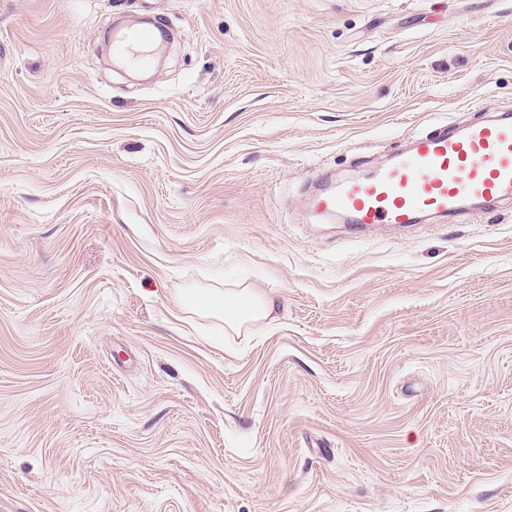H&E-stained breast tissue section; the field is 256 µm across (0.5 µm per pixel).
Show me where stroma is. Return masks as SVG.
Here are the masks:
<instances>
[{
	"instance_id": "obj_1",
	"label": "stroma",
	"mask_w": 512,
	"mask_h": 512,
	"mask_svg": "<svg viewBox=\"0 0 512 512\" xmlns=\"http://www.w3.org/2000/svg\"><path fill=\"white\" fill-rule=\"evenodd\" d=\"M507 111L512 0H0V512H512V204L307 188ZM178 303L184 308L204 311L223 320L225 333L237 334L251 323L271 318L279 308L276 296L259 294L251 288L190 291L180 297Z\"/></svg>"
}]
</instances>
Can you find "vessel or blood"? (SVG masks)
<instances>
[{"label":"vessel or blood","mask_w":512,"mask_h":512,"mask_svg":"<svg viewBox=\"0 0 512 512\" xmlns=\"http://www.w3.org/2000/svg\"><path fill=\"white\" fill-rule=\"evenodd\" d=\"M490 202L512 203V114L444 126L366 173L330 178L312 196L314 212L346 224H414L431 212L464 220Z\"/></svg>","instance_id":"obj_1"}]
</instances>
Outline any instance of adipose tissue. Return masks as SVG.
I'll use <instances>...</instances> for the list:
<instances>
[{"label": "adipose tissue", "instance_id": "obj_1", "mask_svg": "<svg viewBox=\"0 0 512 512\" xmlns=\"http://www.w3.org/2000/svg\"><path fill=\"white\" fill-rule=\"evenodd\" d=\"M179 304L223 320L225 330L234 333L242 332L251 323L271 318L279 307L276 296L259 294L249 288L192 291L180 297Z\"/></svg>", "mask_w": 512, "mask_h": 512}]
</instances>
